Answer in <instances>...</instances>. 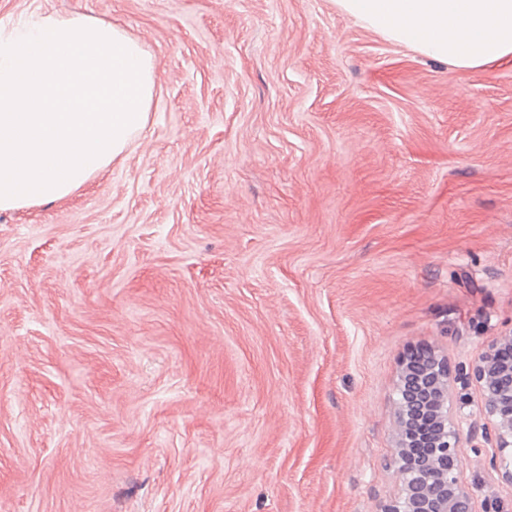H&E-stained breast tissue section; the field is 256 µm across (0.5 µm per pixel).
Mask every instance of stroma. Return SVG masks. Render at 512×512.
I'll return each mask as SVG.
<instances>
[{
	"mask_svg": "<svg viewBox=\"0 0 512 512\" xmlns=\"http://www.w3.org/2000/svg\"><path fill=\"white\" fill-rule=\"evenodd\" d=\"M84 8L157 64L146 131L0 211V512H382L417 347L512 330V62L462 73L336 0ZM463 446L476 512H512Z\"/></svg>",
	"mask_w": 512,
	"mask_h": 512,
	"instance_id": "obj_1",
	"label": "stroma"
}]
</instances>
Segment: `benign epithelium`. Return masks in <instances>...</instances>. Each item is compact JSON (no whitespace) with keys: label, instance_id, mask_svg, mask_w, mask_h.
<instances>
[{"label":"benign epithelium","instance_id":"1","mask_svg":"<svg viewBox=\"0 0 512 512\" xmlns=\"http://www.w3.org/2000/svg\"><path fill=\"white\" fill-rule=\"evenodd\" d=\"M512 331L493 339L478 355L468 375L480 394L487 419L484 442L494 448L492 465L512 484ZM448 359L428 350L407 355L396 383V472L400 492L385 512H475L471 494L459 481L462 435L474 441L472 429H464L459 398L457 411L449 404Z\"/></svg>","mask_w":512,"mask_h":512}]
</instances>
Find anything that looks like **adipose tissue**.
<instances>
[{
    "mask_svg": "<svg viewBox=\"0 0 512 512\" xmlns=\"http://www.w3.org/2000/svg\"><path fill=\"white\" fill-rule=\"evenodd\" d=\"M390 41L471 73L512 61V0H336Z\"/></svg>",
    "mask_w": 512,
    "mask_h": 512,
    "instance_id": "ef3b65f1",
    "label": "adipose tissue"
}]
</instances>
